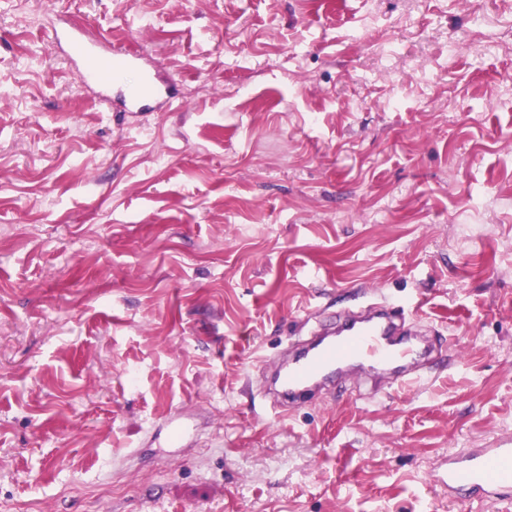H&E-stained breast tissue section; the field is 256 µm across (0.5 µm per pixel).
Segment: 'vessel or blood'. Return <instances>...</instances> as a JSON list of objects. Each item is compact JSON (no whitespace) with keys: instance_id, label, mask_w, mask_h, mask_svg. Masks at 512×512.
<instances>
[{"instance_id":"vessel-or-blood-1","label":"vessel or blood","mask_w":512,"mask_h":512,"mask_svg":"<svg viewBox=\"0 0 512 512\" xmlns=\"http://www.w3.org/2000/svg\"><path fill=\"white\" fill-rule=\"evenodd\" d=\"M65 38L70 55L81 62L77 73L81 87L115 90L121 104L133 112H146L173 99V83L161 84L152 76L127 84V74L139 68V53L113 49L105 39L87 40L74 31L66 32ZM404 314L399 306L373 304L369 315L339 320L332 335L313 341L276 366V408L285 413L305 402L314 388L331 380L348 362L363 368L385 367L396 372L399 385L411 383L413 377L406 369L417 358V347L394 335L395 322ZM447 481L452 498L465 494L499 503L512 501V442L449 455Z\"/></svg>"}]
</instances>
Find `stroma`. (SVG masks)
<instances>
[{
  "label": "stroma",
  "mask_w": 512,
  "mask_h": 512,
  "mask_svg": "<svg viewBox=\"0 0 512 512\" xmlns=\"http://www.w3.org/2000/svg\"><path fill=\"white\" fill-rule=\"evenodd\" d=\"M59 15L177 103L105 108ZM380 296L456 361L271 409ZM510 437L512 0H0V512H500L445 471Z\"/></svg>",
  "instance_id": "obj_1"
}]
</instances>
